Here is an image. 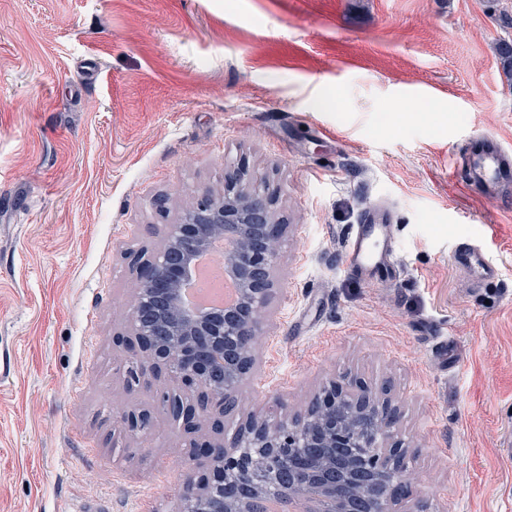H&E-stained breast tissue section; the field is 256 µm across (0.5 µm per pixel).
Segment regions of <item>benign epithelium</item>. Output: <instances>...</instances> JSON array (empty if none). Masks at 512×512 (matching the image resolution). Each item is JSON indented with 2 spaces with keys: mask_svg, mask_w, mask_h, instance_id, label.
Masks as SVG:
<instances>
[{
  "mask_svg": "<svg viewBox=\"0 0 512 512\" xmlns=\"http://www.w3.org/2000/svg\"><path fill=\"white\" fill-rule=\"evenodd\" d=\"M275 205L267 184L245 164L227 166L223 192L202 191L176 223L166 225L161 247L140 264L128 310L139 351L127 385H140L149 368L196 388L194 403L177 393L160 398L189 434L205 415L220 427L258 369L255 345L275 288L278 245L288 233V225L275 219ZM218 240L237 300L191 311L181 293L195 259ZM398 420L391 400L360 378H330L292 417L271 422L248 414L229 441L191 440L189 457L203 455L210 475H186L184 512H392L409 491L408 448L391 441ZM285 453L288 465L273 464Z\"/></svg>",
  "mask_w": 512,
  "mask_h": 512,
  "instance_id": "7a95c632",
  "label": "benign epithelium"
}]
</instances>
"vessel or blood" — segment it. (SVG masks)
I'll return each mask as SVG.
<instances>
[{"label": "vessel or blood", "mask_w": 512, "mask_h": 512, "mask_svg": "<svg viewBox=\"0 0 512 512\" xmlns=\"http://www.w3.org/2000/svg\"><path fill=\"white\" fill-rule=\"evenodd\" d=\"M478 141L482 150L473 160L474 179L488 185L512 180V152L493 137L482 135ZM395 251L390 222L369 221L356 225L346 248L344 265L347 270L363 273L390 259ZM454 263L485 280L496 275L495 264L476 246L457 251Z\"/></svg>", "instance_id": "b4317fda"}]
</instances>
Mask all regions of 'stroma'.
Here are the masks:
<instances>
[{
	"mask_svg": "<svg viewBox=\"0 0 512 512\" xmlns=\"http://www.w3.org/2000/svg\"><path fill=\"white\" fill-rule=\"evenodd\" d=\"M501 42L512 0H0V512H182L214 433L161 410L167 375L126 387L133 258L241 161L288 235L225 436L354 375L401 411L394 512H512V187L466 186L473 137L512 149ZM377 210L372 280L343 259ZM456 266L465 268L478 278L488 280L496 276V265L477 246H465L454 255Z\"/></svg>",
	"mask_w": 512,
	"mask_h": 512,
	"instance_id": "stroma-1",
	"label": "stroma"
}]
</instances>
